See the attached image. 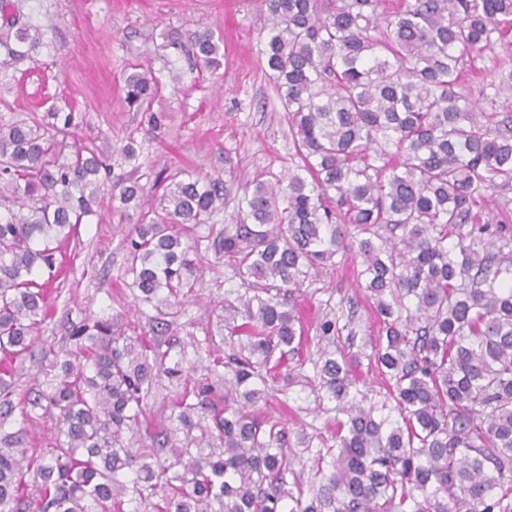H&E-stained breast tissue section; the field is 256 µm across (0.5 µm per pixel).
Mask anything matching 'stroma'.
I'll return each instance as SVG.
<instances>
[{
    "label": "stroma",
    "instance_id": "obj_1",
    "mask_svg": "<svg viewBox=\"0 0 512 512\" xmlns=\"http://www.w3.org/2000/svg\"><path fill=\"white\" fill-rule=\"evenodd\" d=\"M23 12L40 30L43 45L32 58L0 72V124L54 104L81 116L79 144L108 156L132 136L143 141L149 157L139 172L145 187L142 209L121 218L113 215L110 197L102 196L95 215L76 225L63 244L62 274L53 280L39 344L41 349L68 347L72 327L92 316H119L127 335H139L148 330L154 311L134 305L123 273L141 210L158 204L150 192L157 174L196 171L243 187L286 175L299 163L288 115L261 60L266 0H26ZM197 20L224 39V60L216 72L195 70L187 55L161 47L164 32ZM172 64L183 79L176 89L163 85L154 100L153 109L165 112L168 121L164 132L150 140L144 114L123 101V75L139 65L163 76ZM236 208V197H227L211 225L191 232L201 242L189 253L197 284L161 338L168 363H179L183 373L177 380L157 381L139 442L150 443L154 435L175 428L171 398L183 384L218 378L208 351L222 343L224 297L236 282L214 240L217 231L233 223ZM294 304L304 344L287 373L271 384L287 401L273 400L262 408L263 414L281 418L293 445L299 437H327L334 429L333 414L319 411L311 392V360L321 345V323L331 319L352 326L354 340L336 341L342 351L370 349L380 329L348 265L324 271L295 294ZM22 428L28 431V447L38 452L53 447L59 434L56 419L39 409L27 415L14 410L0 432Z\"/></svg>",
    "mask_w": 512,
    "mask_h": 512
}]
</instances>
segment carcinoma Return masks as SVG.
<instances>
[{"label":"carcinoma","instance_id":"carcinoma-1","mask_svg":"<svg viewBox=\"0 0 512 512\" xmlns=\"http://www.w3.org/2000/svg\"><path fill=\"white\" fill-rule=\"evenodd\" d=\"M262 55L294 138L297 169L257 181L238 199L240 223L219 242L232 277L252 294L225 301L224 392L211 383L173 403L183 440L132 448L146 422L173 325L188 254L182 232L224 208L232 184L189 174L166 183L140 214L126 275L156 315L130 337L116 317L72 327L50 391L27 399L56 416L64 440L45 453L21 434L0 446V512H512V69L498 50L512 35V0H267ZM0 0V46L16 63L41 47ZM168 45L194 66H221L208 25L171 30ZM484 66L476 65L477 61ZM162 83L150 69L124 78L128 108L152 110ZM79 123L51 106L0 125V419L15 409L16 361L46 318L58 246L95 213L110 165L67 140ZM136 171L143 145L119 150ZM121 208L136 180L116 183ZM360 258L354 276L381 324L367 359L384 387L356 388V354L327 347L312 366L318 406L341 413L331 437L306 443L321 477L307 494L281 422L260 414L267 381L298 354L303 327L289 299L328 266ZM160 496L153 503L151 498Z\"/></svg>","mask_w":512,"mask_h":512}]
</instances>
